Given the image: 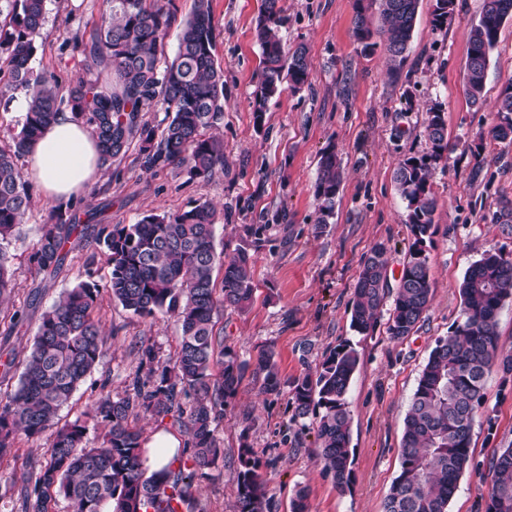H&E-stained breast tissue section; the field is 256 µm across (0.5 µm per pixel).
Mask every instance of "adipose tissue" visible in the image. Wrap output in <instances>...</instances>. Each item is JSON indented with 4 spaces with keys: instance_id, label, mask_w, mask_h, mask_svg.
I'll list each match as a JSON object with an SVG mask.
<instances>
[{
    "instance_id": "1",
    "label": "adipose tissue",
    "mask_w": 512,
    "mask_h": 512,
    "mask_svg": "<svg viewBox=\"0 0 512 512\" xmlns=\"http://www.w3.org/2000/svg\"><path fill=\"white\" fill-rule=\"evenodd\" d=\"M26 159L29 177L56 205L64 206L80 197L102 170L95 137L69 112L61 114L31 144Z\"/></svg>"
}]
</instances>
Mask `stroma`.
<instances>
[{"instance_id": "stroma-1", "label": "stroma", "mask_w": 512, "mask_h": 512, "mask_svg": "<svg viewBox=\"0 0 512 512\" xmlns=\"http://www.w3.org/2000/svg\"><path fill=\"white\" fill-rule=\"evenodd\" d=\"M372 28L380 17L374 0H283L280 35L288 46L305 45L311 60L310 85L283 90L255 123L253 101L261 53L256 19L262 0H212L219 25L216 56L224 70V169L210 180L190 179L180 168L145 169L131 146L79 199L83 238L72 239L64 264L54 274L37 272L31 247L50 208L40 188L11 256L15 292L0 305V388L15 387L42 314L81 280L94 259L98 282L109 269L97 258L93 229L98 224H132L145 214L175 213L212 202L217 211L215 246L231 254L243 249L254 260L253 300L245 309L221 307L214 331L244 367L235 396L224 404L215 435L224 460L200 479L191 512H238V457L251 448L262 463L269 497L279 512H291L296 491L305 490L309 512H383L400 469L403 420L421 371L436 340L446 337L461 313L459 285L483 252L512 257V229L491 223L501 198L512 199V143H488L482 159L469 146L494 123L499 95L512 79V21L499 33L487 67L482 105L465 93L470 29L483 0H456L452 18L433 26L435 0H420L406 61L389 70L384 45L362 52L352 36L358 5ZM103 0H47L46 21L32 61L36 71L54 73L63 85L85 74L74 47L77 36L95 27ZM441 106L451 151L433 170L437 200L434 233L426 243L433 296L417 329L402 339L387 333L388 311L374 331L350 327V306L364 258L378 244L388 248V281L396 283L411 242L408 208L394 182L398 163L428 150L426 112ZM334 146L343 183L330 223L317 221L313 184L320 155ZM26 320L10 328L15 310ZM97 316L106 345L61 422L82 418L101 388L121 396L140 366L141 342L153 345L159 364L172 362L180 327L173 317L141 318L100 295ZM350 341L359 368L346 393L351 417L352 481L338 490L323 469L315 425L293 423L291 382L316 369L326 353ZM274 349L280 368L278 394L267 395L253 374L259 348ZM49 435L22 442L21 463L0 464V512H21L16 488L22 462L49 458ZM512 447V373L493 371L472 436V460L458 482L448 512H485L489 463Z\"/></svg>"}]
</instances>
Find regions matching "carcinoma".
I'll return each instance as SVG.
<instances>
[{
    "label": "carcinoma",
    "mask_w": 512,
    "mask_h": 512,
    "mask_svg": "<svg viewBox=\"0 0 512 512\" xmlns=\"http://www.w3.org/2000/svg\"><path fill=\"white\" fill-rule=\"evenodd\" d=\"M158 0H106L101 23L80 39L89 77L66 88L58 77L31 67L46 18V0H0V98L21 92L28 101L20 129L0 144V298L14 291L4 244L15 238L31 204V186L22 173L28 146L64 111L72 112L96 137L101 165L141 143L143 166H183L193 179L209 180L224 169V141L204 130L215 129L224 116V73L217 62L218 25L211 0H194L183 24L173 60L159 67V55L172 15ZM282 0H263L256 20L261 72L254 119L261 124L269 99L283 86L304 87L310 76L307 48H287L279 36ZM386 32L390 69L403 66L419 0H377ZM455 0H435L433 24L442 27ZM512 19V0H483L481 15L470 30L465 91L481 100L489 54L504 22ZM352 36L363 50L376 46L363 12ZM158 106L170 117L161 135L142 112ZM495 141L512 143V80L500 94ZM428 151L399 163L394 181L407 201L412 243L396 287L389 286L379 244L364 260L354 287L350 327L360 335L374 329L392 299L387 332L393 339L410 335L430 307L432 283L427 240L434 233L436 199L431 189L434 165L450 151L444 112L429 108L425 121ZM342 184L341 162L327 147L314 182L318 223L334 214ZM77 205L48 212L31 248L38 271L54 272L66 258V245L84 235ZM215 209L207 201L177 213H150L133 224H100L95 243L109 268L106 288L124 309L142 318L170 314L181 324L173 365L155 363L152 345L140 346L146 380L114 397L101 391L85 413L86 420L59 425V412L93 370L103 352L104 337L96 316L100 286L93 279L94 260L84 265V280L62 293L44 312L33 344L24 358L19 383L0 391V462L17 460L18 443L46 432L53 436L50 457L22 473L23 512H54L67 498L72 512H176L172 502L191 504L196 481L224 457L214 431L224 416V400L237 392L242 365L214 333V314L221 305L243 307L252 299L253 259L241 250L232 255L214 244ZM491 221L512 226V200L503 199ZM223 271L222 279L214 276ZM461 314L448 336L436 341L418 379L404 418L400 470L383 512H448L458 482L471 461L475 411L483 403L493 368L512 372V355L498 353L497 313L512 298V258L483 253L460 284ZM360 357L344 341L313 372L292 382V421L313 418L320 456L336 488L352 480L348 448L350 414L346 393ZM255 375L266 394L279 393L276 354L261 349ZM167 416L189 435L186 448L161 470L149 472L141 448L140 417ZM100 431L99 442L87 440V421ZM261 462L252 449L239 455V512H277L267 497ZM486 512H512V448L501 449L489 465Z\"/></svg>",
    "instance_id": "cac0c4a2"
}]
</instances>
